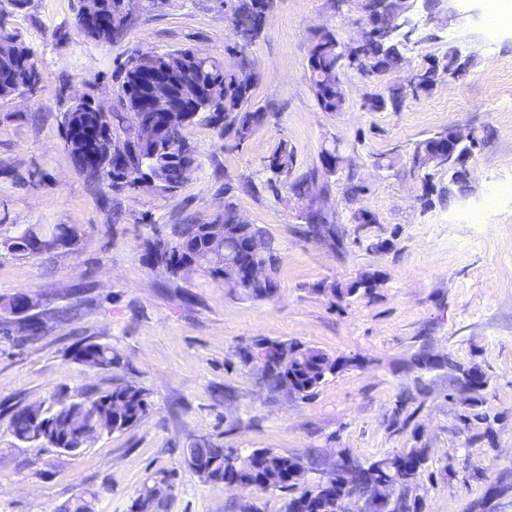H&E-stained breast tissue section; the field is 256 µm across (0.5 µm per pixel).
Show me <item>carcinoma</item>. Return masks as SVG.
<instances>
[{
	"mask_svg": "<svg viewBox=\"0 0 512 512\" xmlns=\"http://www.w3.org/2000/svg\"><path fill=\"white\" fill-rule=\"evenodd\" d=\"M104 7L112 10L115 22L111 23L97 41L111 43L121 39L132 19L138 4L134 0H103ZM259 0H236L230 21L240 39V47L249 49L263 31L268 10L257 6ZM400 0L387 3L370 15V25L375 29L385 27ZM19 12L17 0H0V22L9 25L11 32L8 44L0 47V77L10 80L16 90H28L39 84L40 73L32 60V53L11 19ZM360 59L368 62L376 71L382 72L398 65L399 50L387 43L368 36L360 45ZM165 68L177 78L173 87L176 96L187 105V120L171 131L165 132L153 142L142 139L141 131L133 116L145 108L142 75L150 69ZM460 69L457 51L448 49L437 67L427 68L421 78L419 91L427 92L442 73L453 74ZM308 70L319 107L325 112H341L346 104V93L338 71L336 58V35L331 30L316 34L308 56ZM120 87L117 104L112 111L105 112L97 105L72 104L63 112L60 127H76L80 133L94 130L122 133L132 156L97 161L82 150V142L71 138L65 141L72 158L92 183L106 180L117 183L124 180L133 183L148 177L154 186L167 191L181 187L188 172L176 156L181 152L194 154V149L183 136V130L204 119L217 129L218 135L241 144L253 135L260 125L258 111L247 108L257 77L230 72L213 57L197 58L189 50H176L147 56L130 55L119 65ZM403 96L390 93L388 97L376 98L368 103L371 110L391 107L398 110ZM452 129L437 132L421 141L415 148L414 166H428L436 149L448 142ZM294 166V157L288 143L280 141L264 159L263 167L272 174L267 186L272 192L285 187L300 200L311 196L315 174L288 181ZM223 247L215 249L209 224H173L166 237L152 242L145 253L146 261L164 267L172 276L200 267L227 287L241 292L249 299H261L276 293L277 282L253 286L244 282L242 272L263 263L272 270L278 269V256L272 239L256 224L240 223L234 205L224 202L222 216ZM302 236L321 240L331 237L333 243L343 245L338 225L329 221L322 208L310 210L308 221L300 228ZM4 247L18 255L37 254L47 248L39 232L25 228L4 238ZM375 283H350L334 287L332 292L347 300L369 291ZM267 356L265 378L272 391H297L298 398L310 399L325 381L327 375L336 372V359L327 353L305 348L293 352V345L268 343L263 349ZM80 362L101 369L117 368L122 357L111 346L89 343L76 352ZM470 411L461 415L459 421L470 426L473 421H484L486 417L476 412L482 402V391L465 397ZM149 410L148 393L132 384L121 383L112 391L92 397H82L72 405L54 411L56 419L67 427L65 448H86L97 438L96 432L106 428L111 432H123L135 426ZM41 408L24 407L10 414L9 429L22 443L40 446L47 442L40 439ZM190 453L204 461V468L197 474L205 481L221 484L236 481L241 486L257 490H278L288 494L284 499L283 512H336V500L346 498L358 500L368 495H378V512H419V498L414 491L419 489L428 469V451L425 448H403L393 454L361 461L347 452L332 463H327L312 454L301 456L274 451L270 448H254L246 454L236 455L231 448L220 447L210 441L194 444ZM335 471L334 485L325 487L327 471Z\"/></svg>",
	"mask_w": 512,
	"mask_h": 512,
	"instance_id": "1",
	"label": "carcinoma"
}]
</instances>
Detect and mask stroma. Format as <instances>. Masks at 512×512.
Returning a JSON list of instances; mask_svg holds the SVG:
<instances>
[{
  "mask_svg": "<svg viewBox=\"0 0 512 512\" xmlns=\"http://www.w3.org/2000/svg\"><path fill=\"white\" fill-rule=\"evenodd\" d=\"M233 5L166 0L136 10L112 44L78 26V0H28L12 19L40 83L0 101V240L32 225L66 224L78 236L38 255L0 247V512H57L76 499L93 512H130L146 487L159 491L151 512H239L246 501L281 512V492L229 489L187 467L184 449L204 439L325 460L418 446L431 473L418 491L421 512H512V32L487 28L484 0H457L452 14L443 4L429 17L416 11L420 25L400 45L399 65L371 75L343 69L345 108L325 112L309 79L312 37L327 28L353 48L369 20L358 0H275L247 53L258 76L250 106L269 114L249 141L236 145L203 121L186 127L198 166L173 193L87 181L62 140V112L81 96L111 110L116 68L135 52L189 49L234 70ZM451 48L470 52L465 72L440 75L399 110L367 109ZM448 127L477 139L465 206L441 202L447 170L412 163L415 143ZM282 140L294 154L292 178L315 175L312 197L340 226L339 249L299 233L302 201L266 190L263 161ZM333 143L344 162L325 174L320 151ZM228 201L278 249L272 298H246L198 268L174 278L144 258L147 242L171 225L214 223ZM367 278L371 293L339 302L329 292ZM18 295L28 312L5 309ZM259 338L352 364L313 399L273 392L262 369L242 360ZM87 343L112 346L123 366L79 362ZM423 349L483 367L480 410L493 438L484 425L460 424L467 407L447 371L414 367ZM420 376L428 388L418 395ZM124 382L146 390L147 415L80 453L27 445L8 429L18 408Z\"/></svg>",
  "mask_w": 512,
  "mask_h": 512,
  "instance_id": "stroma-1",
  "label": "stroma"
}]
</instances>
